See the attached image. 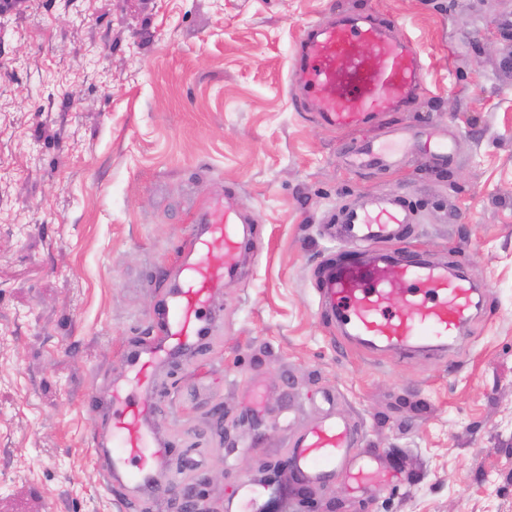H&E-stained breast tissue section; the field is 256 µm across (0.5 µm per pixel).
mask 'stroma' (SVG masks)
I'll list each match as a JSON object with an SVG mask.
<instances>
[{
  "mask_svg": "<svg viewBox=\"0 0 512 512\" xmlns=\"http://www.w3.org/2000/svg\"><path fill=\"white\" fill-rule=\"evenodd\" d=\"M365 12L422 55L408 138L448 166L354 168L348 135L296 111L308 24ZM235 193L251 244L211 299L209 345L155 373L156 428L180 482L218 512L268 479L285 512H512V0H15L0 11V512H182L109 485L84 400L152 333L192 218ZM400 195L411 247L463 268L472 320L446 352L348 343L327 320L319 232L343 204ZM395 474L352 493L285 461L327 414ZM423 148L442 163L453 155V142L439 132L428 134Z\"/></svg>",
  "mask_w": 512,
  "mask_h": 512,
  "instance_id": "1",
  "label": "stroma"
}]
</instances>
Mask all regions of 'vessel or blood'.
Instances as JSON below:
<instances>
[{
  "label": "vessel or blood",
  "mask_w": 512,
  "mask_h": 512,
  "mask_svg": "<svg viewBox=\"0 0 512 512\" xmlns=\"http://www.w3.org/2000/svg\"><path fill=\"white\" fill-rule=\"evenodd\" d=\"M423 78V60L409 36L360 13L307 26L290 72L291 84L300 90L297 109L345 133L412 111ZM424 148L443 162L454 150L437 132L428 134ZM347 152L357 168L393 169L406 156L370 141L355 142ZM244 221L229 196L208 200L194 215L180 262L169 272L173 286L153 311V336L128 351L125 381L87 400L89 412L108 415L106 431L93 440L108 462V482L129 480L146 494L158 488L170 442L158 435L153 421V373L184 350L207 345L216 320L208 310L210 298L237 269ZM415 221L397 196L368 197L344 207L327 232L350 257L326 264L320 274L325 312L344 334L397 354L445 348L472 319L475 306L474 289L463 277L410 257L407 240ZM217 249L224 253L220 265L210 260ZM290 456L305 484L339 475L363 488L381 479L372 456L359 450L357 429L333 414L302 433Z\"/></svg>",
  "instance_id": "obj_1"
}]
</instances>
